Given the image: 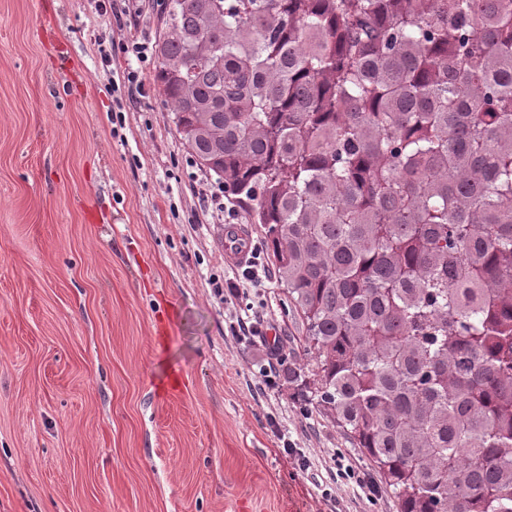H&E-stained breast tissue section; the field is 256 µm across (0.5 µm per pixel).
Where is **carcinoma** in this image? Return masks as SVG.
I'll list each match as a JSON object with an SVG mask.
<instances>
[{
  "instance_id": "cac0c4a2",
  "label": "carcinoma",
  "mask_w": 512,
  "mask_h": 512,
  "mask_svg": "<svg viewBox=\"0 0 512 512\" xmlns=\"http://www.w3.org/2000/svg\"><path fill=\"white\" fill-rule=\"evenodd\" d=\"M153 83L249 204L305 407L398 512H512V0H168Z\"/></svg>"
}]
</instances>
